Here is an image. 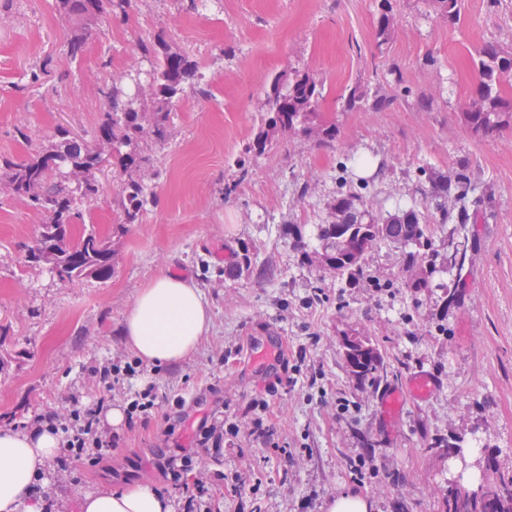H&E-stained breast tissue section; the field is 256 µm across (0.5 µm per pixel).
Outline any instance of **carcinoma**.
Wrapping results in <instances>:
<instances>
[{"mask_svg": "<svg viewBox=\"0 0 512 512\" xmlns=\"http://www.w3.org/2000/svg\"><path fill=\"white\" fill-rule=\"evenodd\" d=\"M60 3L75 24L67 51L76 58L86 50V26L115 9H124L126 0H60ZM433 4L449 22L455 24L461 20L462 0H433ZM139 49L145 58L153 61L160 74L152 112L125 103L124 92L114 84L104 92V111L97 127L98 141L112 145V165L123 176L118 205L124 224L137 223L148 202L141 178L147 156L141 153L140 145L148 140L163 142L168 138L163 106L187 93L207 95V90L195 83L198 64L189 56L170 51L161 39L143 40ZM476 65L480 81L461 119L475 134L489 137L500 126L512 122V100L502 97L499 91L501 83L512 75V55L486 44L477 51ZM321 96V85L308 73L275 77L267 92V117L262 119L253 140L245 145L238 167L244 168L246 159L262 154L280 133L314 130L322 141L334 140L336 127L317 123ZM368 103L376 107L380 99L370 101L359 87L349 88L345 96L347 109ZM56 137L49 148L27 161L0 157V169L7 174V191L28 200L31 207L47 217V222L40 225L36 244L24 247L25 258L48 267L63 283L87 278L105 282L112 277L109 242L93 232L79 236L68 233L69 226L80 216L74 208L76 199L91 202L103 189L95 172L101 170L105 157L98 148L70 136L66 129L58 130ZM61 165L69 168L75 187L57 179L56 170ZM430 181L432 193L439 200L448 199L452 193L462 197L476 190L463 169L452 177L434 174ZM331 210L334 221L318 225L317 238L321 242L318 263L323 269L338 278L353 279L363 273L365 255L383 242L406 250L408 287H428L430 271L422 266V261L431 242L430 224L424 213L412 209L386 218L377 217L364 209L362 196L352 189L340 191ZM452 217L460 224L463 238H468L466 211L453 216L441 205L434 220L445 224ZM467 259V246L452 247L448 251V271L462 272ZM343 346L349 372L358 384L373 385L381 379L384 358L369 339L348 337ZM427 448L450 457L462 453L456 442L442 435L432 436ZM441 512H512V471L501 469L491 458L485 460L476 484L467 487L459 482L443 490Z\"/></svg>", "mask_w": 512, "mask_h": 512, "instance_id": "1", "label": "carcinoma"}]
</instances>
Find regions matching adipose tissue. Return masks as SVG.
Masks as SVG:
<instances>
[{"label": "adipose tissue", "instance_id": "adipose-tissue-1", "mask_svg": "<svg viewBox=\"0 0 512 512\" xmlns=\"http://www.w3.org/2000/svg\"><path fill=\"white\" fill-rule=\"evenodd\" d=\"M211 322L201 289L164 271L140 290L121 334L146 364H177L197 350ZM58 451L59 439L49 432L0 429V512H42L37 478ZM78 503L80 512H171L168 498L142 484L82 493Z\"/></svg>", "mask_w": 512, "mask_h": 512}]
</instances>
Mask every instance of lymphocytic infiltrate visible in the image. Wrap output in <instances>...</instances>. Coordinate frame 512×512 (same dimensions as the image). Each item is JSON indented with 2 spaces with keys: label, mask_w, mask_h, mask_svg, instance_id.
<instances>
[{
  "label": "lymphocytic infiltrate",
  "mask_w": 512,
  "mask_h": 512,
  "mask_svg": "<svg viewBox=\"0 0 512 512\" xmlns=\"http://www.w3.org/2000/svg\"><path fill=\"white\" fill-rule=\"evenodd\" d=\"M87 377L94 392L91 400L72 397L63 410L34 414L27 423L29 429H48L59 435V453L51 469L60 479L69 476L75 464L97 467L107 460L119 437L105 426L102 414L114 399H121L126 419L132 425L148 422L159 407L156 386L148 381L139 360L109 358L91 366ZM191 464L192 454L184 448L158 462L179 491L178 512H211L213 484L207 474L197 473L189 483L182 479Z\"/></svg>",
  "instance_id": "lymphocytic-infiltrate-1"
}]
</instances>
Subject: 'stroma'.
Wrapping results in <instances>:
<instances>
[{"label": "stroma", "mask_w": 512, "mask_h": 512, "mask_svg": "<svg viewBox=\"0 0 512 512\" xmlns=\"http://www.w3.org/2000/svg\"><path fill=\"white\" fill-rule=\"evenodd\" d=\"M383 1L213 0L205 8L201 0H129L125 17L100 20L74 59L72 23L58 0H0V156L28 159L60 127L94 142L106 86L118 84L139 103L156 85L143 40H164L195 60L209 90L167 105L170 136L148 148L139 223L120 222L119 171L98 173L104 189L82 206L73 232L111 239L107 282L64 284L26 262L23 248L45 218L0 178L1 428L91 396L87 368L127 356L121 322L158 271L194 281L212 314L190 359L158 366V412L147 424L117 426L122 441L107 468L79 466L49 483L52 512H79L77 492L133 483L174 497L155 466L157 446L188 444L202 412L232 419L253 400L268 404L275 447L243 429L193 459V470L216 479L217 512H324L350 491L366 496L371 512H440L442 487L475 472L477 456L512 469V124L481 137L461 120L479 83L477 50L491 42L512 54V0H462L454 25L431 0H387L393 22L381 43ZM294 70L320 82V119L335 124V140L281 134L238 170L272 79ZM357 84L385 94V104L346 109ZM20 128L29 141L17 140ZM460 169L479 186L466 202L461 278L446 265L451 222L436 227L430 285L418 291L404 283L401 250L378 244L361 276L339 279L304 262L284 232L299 225L309 251H318L317 227L330 222L344 180L367 182L364 203L376 216L412 208L434 215L430 175ZM245 251L251 267L241 272ZM376 281L385 292H373ZM348 336L368 337L381 351L387 375L376 385L352 380ZM270 343L289 368L262 364L258 354ZM419 373L432 381L429 396L405 397L399 417L387 420L383 396ZM340 398L351 410L339 416ZM435 434L456 441L463 457L430 452ZM362 456L376 470L359 481L350 463Z\"/></svg>", "instance_id": "1"}]
</instances>
